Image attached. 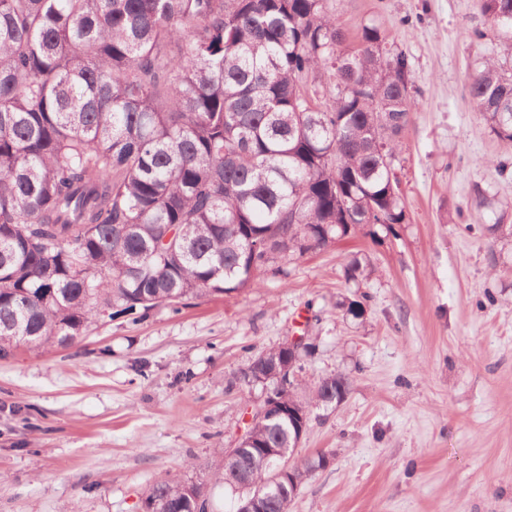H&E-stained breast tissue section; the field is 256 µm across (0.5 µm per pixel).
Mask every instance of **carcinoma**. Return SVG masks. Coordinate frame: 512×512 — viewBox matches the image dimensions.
Masks as SVG:
<instances>
[{
    "label": "carcinoma",
    "mask_w": 512,
    "mask_h": 512,
    "mask_svg": "<svg viewBox=\"0 0 512 512\" xmlns=\"http://www.w3.org/2000/svg\"><path fill=\"white\" fill-rule=\"evenodd\" d=\"M499 56L468 76L475 112L512 146V0H481ZM332 0H0V358L67 345L105 318L229 295L361 228L397 236L395 162L419 92L380 21L356 47ZM325 71L329 81L309 86ZM390 112L381 123L376 113ZM346 279L370 264L352 258ZM269 382L287 409L329 406L348 374ZM288 416L258 420L241 466L266 512H288ZM233 465L219 452L214 479ZM152 512H214L203 484L168 475Z\"/></svg>",
    "instance_id": "obj_1"
}]
</instances>
